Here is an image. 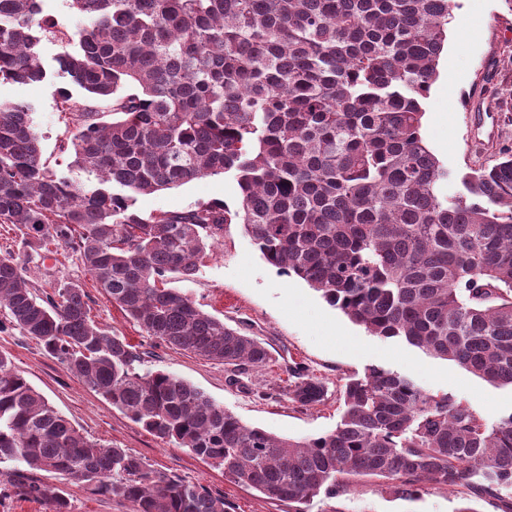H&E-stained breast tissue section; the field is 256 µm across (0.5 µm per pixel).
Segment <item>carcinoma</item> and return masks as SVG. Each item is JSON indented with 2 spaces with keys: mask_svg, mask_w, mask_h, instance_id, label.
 I'll return each instance as SVG.
<instances>
[{
  "mask_svg": "<svg viewBox=\"0 0 512 512\" xmlns=\"http://www.w3.org/2000/svg\"><path fill=\"white\" fill-rule=\"evenodd\" d=\"M43 2L0 0V81L68 82L57 90L66 172L43 158L31 105L0 102V224L24 247L70 249L147 335L224 364L235 384L269 363L267 347L166 284L193 280L224 225L241 224L270 265L370 335L512 386V150L450 197V173L421 136L454 0H70L82 23L63 31L52 72L42 45L59 23ZM221 174L241 190L233 209H134L138 195ZM0 311L131 421L294 512L354 478L405 499L464 486L512 512V413L490 423L372 365L345 382L335 429L282 438L169 372L141 370L142 353L91 318L81 285L41 294L11 253ZM286 371L290 402L324 401L317 377ZM8 461L129 512H227L224 497L87 438L0 353ZM8 483L70 512L56 487Z\"/></svg>",
  "mask_w": 512,
  "mask_h": 512,
  "instance_id": "obj_1",
  "label": "carcinoma"
}]
</instances>
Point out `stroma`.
<instances>
[{
    "label": "stroma",
    "mask_w": 512,
    "mask_h": 512,
    "mask_svg": "<svg viewBox=\"0 0 512 512\" xmlns=\"http://www.w3.org/2000/svg\"><path fill=\"white\" fill-rule=\"evenodd\" d=\"M453 14L437 78L423 101L422 126L427 147L453 174L442 186L448 195L461 189L457 174L494 165L504 150L512 149V0H456ZM64 83L58 76L34 84L0 83L1 102L22 101L32 106L43 156L61 170L70 158L57 149L64 124L54 91ZM486 96L499 107L498 135L476 145L471 141L468 105L472 98ZM239 196L233 177L217 175L137 196L135 207L145 214L185 210L211 200L233 207ZM6 252L21 263L31 287L49 289L61 279L81 282L91 298L95 322L146 352L144 369L163 370L184 379L247 426L278 437L303 439L334 429L340 418V386L346 377L363 373L371 365L405 375L423 390L454 394L487 420L512 412L511 387L492 385L406 342L368 335L304 280L279 274L238 224L225 227L194 280L178 284L202 310L259 337L269 349L270 363L242 375L237 384L228 382L222 364L165 347L146 335L99 292L70 250L61 247L53 257L41 259L23 247L13 225L0 224V254ZM0 352L88 438L125 448L155 468L222 494L228 512H289L287 504L268 500L226 478L223 469L155 438L83 385L19 329L8 324L0 327ZM294 363L306 367L327 388L326 400L315 408L305 410L285 397L268 394L269 389L286 386V369ZM35 477L63 490L71 512H128L92 495L78 481L41 471ZM466 493L463 486L453 490L430 487L407 501L382 481L360 480L346 494L323 501L321 507L323 512H455Z\"/></svg>",
    "instance_id": "35a3bbf8"
}]
</instances>
